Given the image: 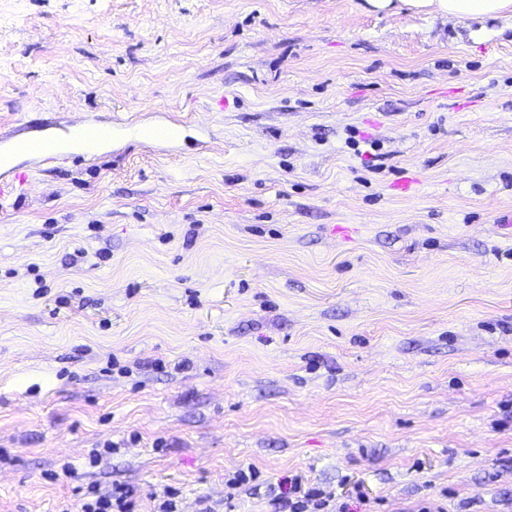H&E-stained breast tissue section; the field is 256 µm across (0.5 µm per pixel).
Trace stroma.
<instances>
[{
	"instance_id": "obj_1",
	"label": "stroma",
	"mask_w": 512,
	"mask_h": 512,
	"mask_svg": "<svg viewBox=\"0 0 512 512\" xmlns=\"http://www.w3.org/2000/svg\"><path fill=\"white\" fill-rule=\"evenodd\" d=\"M93 119L0 203V512H512L511 13L0 0V141ZM281 489L280 496L275 499L276 504L282 502L289 512H348L347 503L339 504L335 496L313 487L302 474L288 476ZM132 491L117 486L111 493L95 495L82 504V512H134Z\"/></svg>"
}]
</instances>
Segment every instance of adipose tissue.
I'll use <instances>...</instances> for the list:
<instances>
[{
    "label": "adipose tissue",
    "mask_w": 512,
    "mask_h": 512,
    "mask_svg": "<svg viewBox=\"0 0 512 512\" xmlns=\"http://www.w3.org/2000/svg\"><path fill=\"white\" fill-rule=\"evenodd\" d=\"M366 4L377 13L405 8L459 19L494 18L512 11V0H366Z\"/></svg>",
    "instance_id": "1"
}]
</instances>
